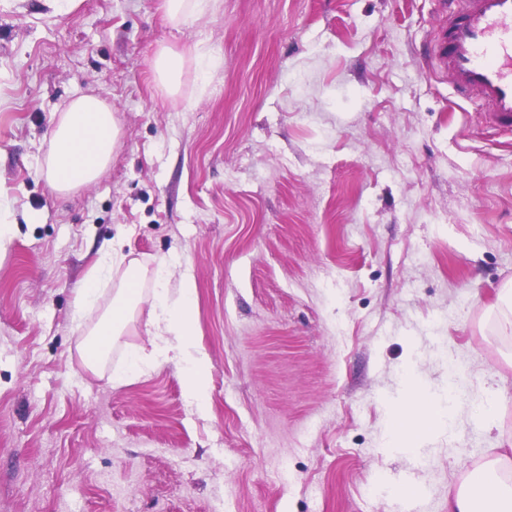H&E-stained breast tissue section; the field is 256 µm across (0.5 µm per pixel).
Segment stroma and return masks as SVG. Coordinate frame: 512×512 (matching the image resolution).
<instances>
[{"label": "stroma", "mask_w": 512, "mask_h": 512, "mask_svg": "<svg viewBox=\"0 0 512 512\" xmlns=\"http://www.w3.org/2000/svg\"><path fill=\"white\" fill-rule=\"evenodd\" d=\"M437 0H210L172 27L162 0H0V512H393L512 444V133L426 69ZM173 46L177 95L149 69ZM111 106L112 161L60 194L42 170L75 98ZM137 259L142 294L190 273L209 381L189 405L179 363L126 375L149 349L136 307L98 371L74 299L100 253ZM462 365L500 392L496 428L386 445L413 371ZM125 373L123 382L115 374Z\"/></svg>", "instance_id": "35a3bbf8"}]
</instances>
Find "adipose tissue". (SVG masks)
Returning <instances> with one entry per match:
<instances>
[{"label": "adipose tissue", "instance_id": "adipose-tissue-1", "mask_svg": "<svg viewBox=\"0 0 512 512\" xmlns=\"http://www.w3.org/2000/svg\"><path fill=\"white\" fill-rule=\"evenodd\" d=\"M185 65L182 52L170 46L157 49L150 62L154 79L167 94H176ZM120 128L111 106L95 95L72 100L58 116L45 157L44 173L53 190L63 193L88 186L107 168ZM156 288L149 301L156 329L149 354L132 353L131 368L155 361L184 366L183 391L189 404L202 406L208 398L205 355L195 338V284L184 276L170 289L168 267L158 264ZM144 301L127 283L117 288L106 318L91 332L96 354L107 353L135 308ZM465 392L449 389L438 397L407 381L404 397L390 407L391 445L406 450L424 447L439 431H455L458 404ZM448 512H512V455L502 453L468 472L460 486L448 490Z\"/></svg>", "mask_w": 512, "mask_h": 512}]
</instances>
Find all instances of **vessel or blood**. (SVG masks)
I'll return each instance as SVG.
<instances>
[{
	"label": "vessel or blood",
	"mask_w": 512,
	"mask_h": 512,
	"mask_svg": "<svg viewBox=\"0 0 512 512\" xmlns=\"http://www.w3.org/2000/svg\"><path fill=\"white\" fill-rule=\"evenodd\" d=\"M432 64L457 94L477 99L485 118L512 130V0H450Z\"/></svg>",
	"instance_id": "obj_1"
}]
</instances>
